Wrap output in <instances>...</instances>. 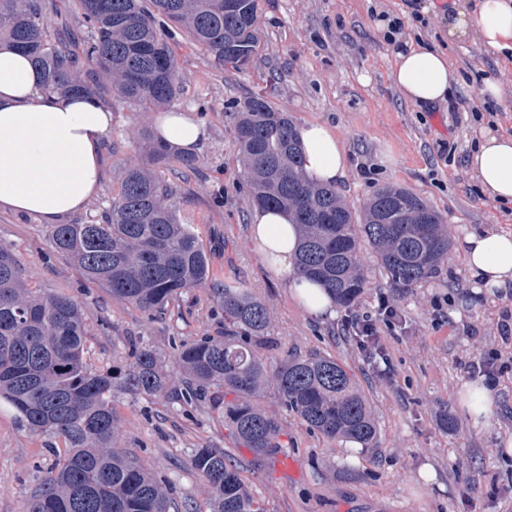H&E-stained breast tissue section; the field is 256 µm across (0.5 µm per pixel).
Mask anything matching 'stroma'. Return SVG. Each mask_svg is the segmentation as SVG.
Segmentation results:
<instances>
[{
	"label": "stroma",
	"instance_id": "35a3bbf8",
	"mask_svg": "<svg viewBox=\"0 0 512 512\" xmlns=\"http://www.w3.org/2000/svg\"><path fill=\"white\" fill-rule=\"evenodd\" d=\"M450 2L421 0L430 9L423 25L415 22L408 0H260V46L241 71L216 68L187 37L175 43L186 86L175 107L198 112L207 131L199 168L177 181L176 204L209 251L214 278L243 282L266 305L273 356L317 353L342 362L378 422L372 447L331 442L267 393L262 406L278 419L282 453L292 463L279 470L234 444L210 404L188 408L166 398L115 394L119 447L146 457L176 486L183 512H205L210 498L206 481L190 465L192 449L200 446L234 458L266 512H512V495L504 492L512 486V455L504 456L501 445L512 436V369L499 379L490 423L474 424L459 401L463 385L480 379L470 368L475 358L493 351L512 366V338L503 339L500 331L504 315H512V292L492 302L475 294L457 247L464 232L478 225L512 230V211L488 200L466 166L484 127L512 132V65L480 45L449 42L441 16ZM385 13L401 20L402 40L445 49L460 81L449 102L425 110L396 91L394 47L378 20ZM489 76L508 88L502 102L478 96ZM257 95L295 125L321 121L336 130L352 155V170L338 191L354 210H362L379 187L393 185L423 198L446 220L447 258L409 293L390 287L371 253L362 257L367 288L357 312L376 311L385 297L404 315L401 328L379 330L387 363L370 365L345 329L344 309L331 321L312 317L260 261L234 136L240 104ZM461 97L469 99L470 111L453 110ZM111 103L102 191L72 216L75 224L98 219L126 168L147 160L140 135L153 130L155 110L116 97ZM50 233L35 218L0 211V245L13 249L31 286L82 301L93 368L129 366L133 341L152 347L167 364L176 340L223 335L208 290L183 295L166 317L148 321L103 289L80 286L75 267L53 250ZM443 410L452 420L446 430L437 422ZM52 459L46 438L22 427L1 404L0 512H24ZM428 465L436 471L429 484L420 477Z\"/></svg>",
	"mask_w": 512,
	"mask_h": 512
}]
</instances>
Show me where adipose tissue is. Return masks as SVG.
I'll return each instance as SVG.
<instances>
[{
    "mask_svg": "<svg viewBox=\"0 0 512 512\" xmlns=\"http://www.w3.org/2000/svg\"><path fill=\"white\" fill-rule=\"evenodd\" d=\"M447 26L449 38L512 52V0H477L472 8L452 0ZM392 79L405 100L431 108L447 100L456 76L445 51L408 42L395 52ZM111 132V103L45 91L29 57L0 41V211L43 224L82 212L101 191V146ZM296 133L309 179L340 184L351 156L337 133L323 122L306 123ZM155 135L169 148L193 152L206 132L192 112L173 110L157 115ZM467 163L489 200L512 205V133L484 129ZM251 234L269 273L300 306L334 319L336 304L328 291L294 265L298 236L287 211L255 210ZM459 247L470 281L488 297L512 287V231L474 228Z\"/></svg>",
    "mask_w": 512,
    "mask_h": 512,
    "instance_id": "obj_1",
    "label": "adipose tissue"
}]
</instances>
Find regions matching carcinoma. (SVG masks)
Here are the masks:
<instances>
[{
	"mask_svg": "<svg viewBox=\"0 0 512 512\" xmlns=\"http://www.w3.org/2000/svg\"><path fill=\"white\" fill-rule=\"evenodd\" d=\"M68 0L77 47L52 38L45 0H0V40L31 58L46 89L66 95L110 90L144 107L185 94L171 41L184 34L222 68L246 67L259 46V0ZM235 138L252 202L283 208L301 233L298 272L321 282L336 303L355 306L366 286L361 254L369 249L390 285L407 293L447 258L440 212L411 191L378 188L361 214L336 188L311 182L290 118L260 96L239 109ZM150 167L127 169L102 220L54 224L51 245L83 281L105 289L153 320L198 288L224 316V335L174 345L178 399L187 406L224 405V427L258 457L280 447V424L260 398L269 390L281 407L331 440L369 448L377 423L350 372L321 354L273 359L259 352L270 335L265 305L248 289L213 281L210 257L193 225L179 214L174 186L161 168L192 171L199 159L177 155L143 134ZM91 329L81 303L65 293L29 287L12 249L0 246V402L51 447L46 469L25 512H170L177 488L137 453L117 446L112 395L170 393L171 374L156 352L129 345L128 368L99 371L86 360ZM233 399H226L227 395ZM190 464L207 482L210 512H264L240 469L222 448L194 450Z\"/></svg>",
	"mask_w": 512,
	"mask_h": 512,
	"instance_id": "1",
	"label": "carcinoma"
}]
</instances>
